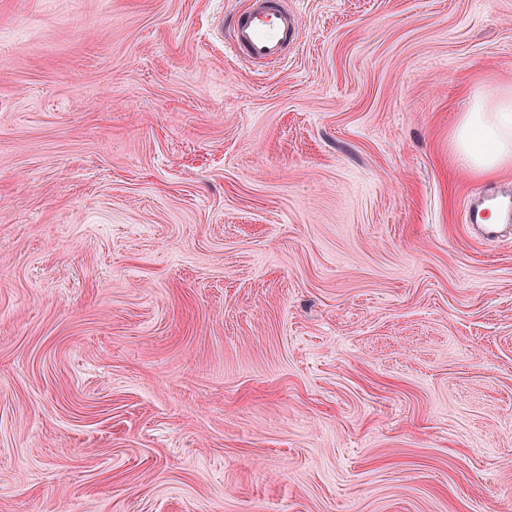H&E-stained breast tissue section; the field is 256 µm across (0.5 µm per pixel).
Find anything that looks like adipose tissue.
<instances>
[{"mask_svg": "<svg viewBox=\"0 0 512 512\" xmlns=\"http://www.w3.org/2000/svg\"><path fill=\"white\" fill-rule=\"evenodd\" d=\"M452 153L470 169L491 175L512 166V87L475 92L448 137Z\"/></svg>", "mask_w": 512, "mask_h": 512, "instance_id": "obj_1", "label": "adipose tissue"}]
</instances>
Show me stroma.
Listing matches in <instances>:
<instances>
[{"label": "stroma", "mask_w": 512, "mask_h": 512, "mask_svg": "<svg viewBox=\"0 0 512 512\" xmlns=\"http://www.w3.org/2000/svg\"><path fill=\"white\" fill-rule=\"evenodd\" d=\"M291 5L0 0V512H512V0ZM227 37L230 49L261 66L288 60V51L300 36L296 12L288 0H249ZM448 144L478 174L491 175L512 166V87H498L489 97L476 91ZM497 196H485L479 198L476 202L469 205L467 211V221L470 224L476 225L483 235L487 238H494L500 232L501 226L504 224H486L488 217L487 213L491 211L487 208L486 202L495 200Z\"/></svg>", "instance_id": "obj_1"}]
</instances>
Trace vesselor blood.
Masks as SVG:
<instances>
[{
  "label": "vessel or blood",
  "instance_id": "1",
  "mask_svg": "<svg viewBox=\"0 0 512 512\" xmlns=\"http://www.w3.org/2000/svg\"><path fill=\"white\" fill-rule=\"evenodd\" d=\"M300 36L299 21L288 0H250L227 37L230 49L250 63L261 66L287 60ZM485 199H478L467 211V220L483 235L496 237L499 225L489 223Z\"/></svg>",
  "mask_w": 512,
  "mask_h": 512
}]
</instances>
